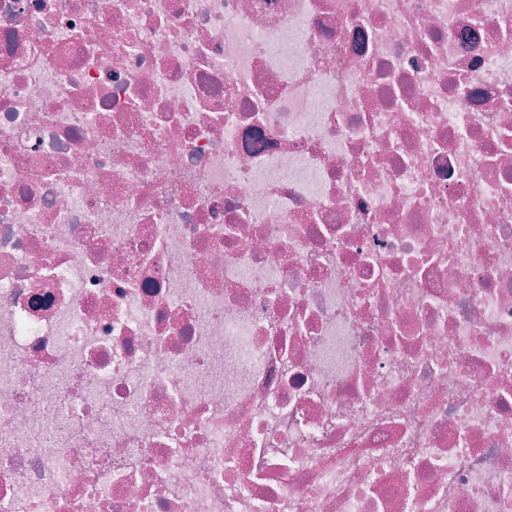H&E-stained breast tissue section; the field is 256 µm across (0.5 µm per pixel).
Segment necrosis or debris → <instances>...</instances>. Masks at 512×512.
Instances as JSON below:
<instances>
[{"instance_id": "4bbe7bcc", "label": "necrosis or debris", "mask_w": 512, "mask_h": 512, "mask_svg": "<svg viewBox=\"0 0 512 512\" xmlns=\"http://www.w3.org/2000/svg\"><path fill=\"white\" fill-rule=\"evenodd\" d=\"M0 512H512V0H0Z\"/></svg>"}]
</instances>
